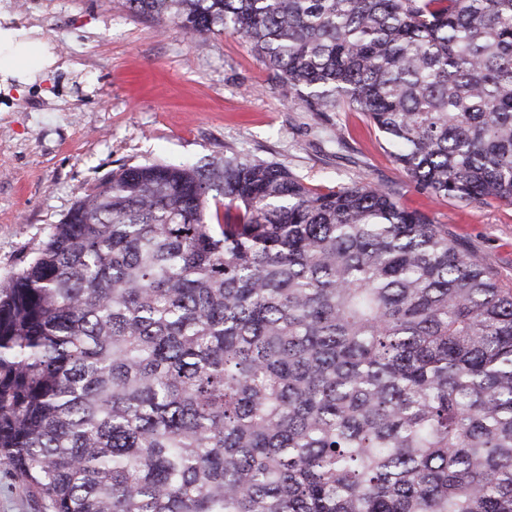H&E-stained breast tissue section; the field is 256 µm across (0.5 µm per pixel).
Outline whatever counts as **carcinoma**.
<instances>
[{
  "label": "carcinoma",
  "mask_w": 512,
  "mask_h": 512,
  "mask_svg": "<svg viewBox=\"0 0 512 512\" xmlns=\"http://www.w3.org/2000/svg\"><path fill=\"white\" fill-rule=\"evenodd\" d=\"M512 205V0H125ZM0 468L50 512H512V292L396 188L122 164L0 288Z\"/></svg>",
  "instance_id": "obj_1"
}]
</instances>
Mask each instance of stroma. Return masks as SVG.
<instances>
[{
    "mask_svg": "<svg viewBox=\"0 0 512 512\" xmlns=\"http://www.w3.org/2000/svg\"><path fill=\"white\" fill-rule=\"evenodd\" d=\"M0 9L54 59L33 81L0 82V287L118 165L247 154L316 186L398 188L512 289V205L432 198L362 113L305 111L240 38L221 34L199 51L177 25L141 19L123 0H0Z\"/></svg>",
    "mask_w": 512,
    "mask_h": 512,
    "instance_id": "35a3bbf8",
    "label": "stroma"
}]
</instances>
